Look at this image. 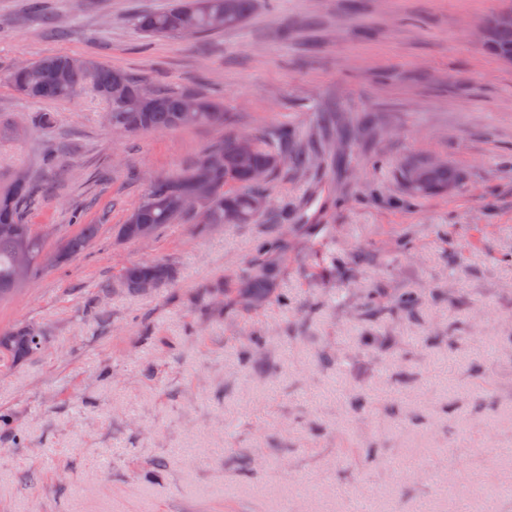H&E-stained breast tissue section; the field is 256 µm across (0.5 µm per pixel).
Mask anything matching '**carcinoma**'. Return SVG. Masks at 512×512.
<instances>
[{"mask_svg":"<svg viewBox=\"0 0 512 512\" xmlns=\"http://www.w3.org/2000/svg\"><path fill=\"white\" fill-rule=\"evenodd\" d=\"M252 8L253 0H176L164 11L138 14L134 24L150 37H182L188 34L202 38L211 32L239 25L250 15ZM484 51L511 64L512 27L495 29ZM69 59L71 56L65 54L45 56L27 63L22 69L11 68L4 80L17 93L35 103L70 98L83 83L89 81L110 106V112L106 114L108 125L122 127L127 134L224 126V106L214 99L151 90L130 73L91 59H84L81 65L69 69ZM58 68L65 70L64 83H47L46 73ZM252 139V151L241 155L237 151L235 135L224 134L223 141L209 147L183 173L154 181L130 215H138L141 223L153 225L156 231L167 224H194V214L182 208L181 200L196 196L200 206L211 212L213 224H252L258 221L266 209H255L253 202L267 197V194L265 183L252 181L251 173L264 170L270 178L285 167L288 159L301 160L306 153L299 149L290 155L285 143H274L259 133L252 134ZM214 154L224 156V166L208 165ZM401 177L409 193L416 197L444 193L459 180L458 172L450 166L429 167L421 161L402 166ZM37 193L28 177L21 182L14 179L0 188L1 300L16 289L13 278L21 247H26L33 258L31 275L44 270L40 263V256L45 250L44 241L26 233L28 225L22 217L24 208ZM96 233L97 225H85L79 234L66 241L63 251L68 256L83 253ZM144 278H150L160 286L173 278V270L161 260L133 263L122 271L120 285L127 292L138 294L137 285ZM272 279L273 268L268 263L259 261L252 264L238 289L244 305L248 308L263 305L271 296ZM22 328V323L0 328V348L8 347L12 356L28 359L37 353L38 347L34 343L19 344L14 340Z\"/></svg>","mask_w":512,"mask_h":512,"instance_id":"carcinoma-1","label":"carcinoma"}]
</instances>
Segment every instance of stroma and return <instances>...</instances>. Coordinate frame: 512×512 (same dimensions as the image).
Returning <instances> with one entry per match:
<instances>
[{
  "label": "stroma",
  "instance_id": "stroma-1",
  "mask_svg": "<svg viewBox=\"0 0 512 512\" xmlns=\"http://www.w3.org/2000/svg\"><path fill=\"white\" fill-rule=\"evenodd\" d=\"M507 2L255 0L190 40L133 24L171 0H47L50 30L0 0V73L93 57L226 117L119 136L91 86L41 105L0 81V184L32 176L48 251L98 227L0 301V328L47 342L0 361V512H512L484 480L512 486V64L474 39ZM282 127L313 159L270 182L257 223L118 240L155 179L225 133ZM415 159L458 184L412 198ZM257 258L274 292L247 310ZM154 259L171 282L120 287ZM85 225L82 231L69 238L64 244L63 251L67 256H74L83 253L90 245L91 241L95 238L97 233V225L94 224H83ZM154 280L157 287L170 281L173 278V270L169 264L164 261L157 260L151 262H138L128 265L124 268L120 277V285L129 293L141 294L142 292H150L155 288ZM144 279L139 288L138 283Z\"/></svg>",
  "mask_w": 512,
  "mask_h": 512
}]
</instances>
